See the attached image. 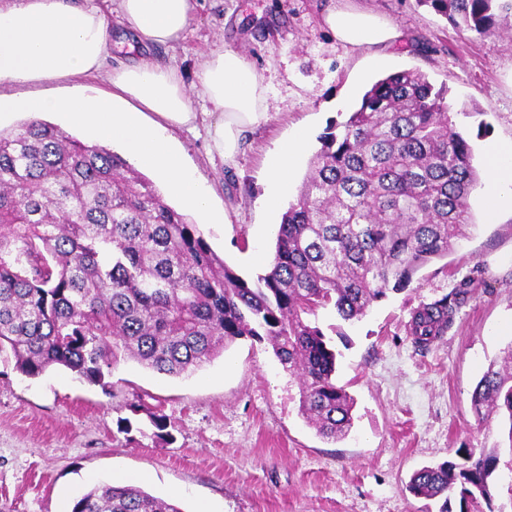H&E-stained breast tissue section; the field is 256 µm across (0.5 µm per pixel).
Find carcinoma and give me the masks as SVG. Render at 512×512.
Returning <instances> with one entry per match:
<instances>
[{"label":"carcinoma","instance_id":"obj_1","mask_svg":"<svg viewBox=\"0 0 512 512\" xmlns=\"http://www.w3.org/2000/svg\"><path fill=\"white\" fill-rule=\"evenodd\" d=\"M455 27L512 40V0H419ZM297 200L282 214L268 270L249 283L191 218L119 153L39 119L0 131V356L37 378L53 366L106 387L122 357L180 376L241 338L266 340L299 381V411L326 438L353 425L354 399L336 384V350L306 315L331 305L359 320L388 291L448 256L476 227L469 198L480 174L450 115L446 91L416 70L365 92L327 128ZM420 307L408 333L441 339L467 299ZM480 422L502 414L512 443V343L471 396ZM424 466L407 488L495 512V451ZM72 512H181L132 484L87 492Z\"/></svg>","mask_w":512,"mask_h":512}]
</instances>
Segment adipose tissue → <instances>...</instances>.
I'll use <instances>...</instances> for the list:
<instances>
[{
    "label": "adipose tissue",
    "mask_w": 512,
    "mask_h": 512,
    "mask_svg": "<svg viewBox=\"0 0 512 512\" xmlns=\"http://www.w3.org/2000/svg\"><path fill=\"white\" fill-rule=\"evenodd\" d=\"M123 25L141 45H178L196 9V0H115ZM325 22L336 39L346 45L380 46L394 43L399 34L386 20L365 10H338ZM106 15L95 0L80 5L68 0H0V117L14 112L59 114L72 126L96 140L118 146L137 166L148 169L184 208L217 223L206 184L188 168L174 147L171 129L205 128L211 152L230 160L240 139L265 117L268 87L263 75L231 50L212 53L197 81L185 85L170 64L141 63L110 69L112 42ZM109 73L112 95L90 96L87 78ZM50 80L70 83L64 98H32L19 94L22 86ZM212 104L215 119L204 120L192 98ZM134 99L139 111L118 107L121 99ZM153 115L143 121L142 112ZM309 145L306 132L284 142L269 170L263 202L276 207L287 190L290 175ZM486 199L488 219L502 207L512 206V142L488 149Z\"/></svg>",
    "instance_id": "1"
}]
</instances>
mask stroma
<instances>
[{"mask_svg": "<svg viewBox=\"0 0 512 512\" xmlns=\"http://www.w3.org/2000/svg\"><path fill=\"white\" fill-rule=\"evenodd\" d=\"M98 4L108 14L112 68L162 60L190 85L211 53L227 49L264 75L268 115L232 160L212 155L204 133H174L224 218L202 225L207 242L250 282L274 252L281 214L259 199L280 142L302 129L310 134L309 153L290 178L291 202L326 127L343 121L388 70L416 69L447 88L476 167L489 145L512 141V42L456 29L419 0H197L173 49L138 45L112 0ZM335 9L369 10L396 27L392 68L377 65L376 49L336 40L324 22ZM470 205L471 234L405 290L352 323L330 307L311 315L339 354L338 383L356 400L346 437L327 440L307 425L296 379L264 341L238 339L179 377L122 359L106 389L57 368L29 379L1 361L0 512H71L82 494L117 475L182 512L204 503L218 512H439V503L415 497L407 483L459 448L498 450L494 503L512 512V432L497 417L478 422L471 408L477 382L512 343V210L487 222L479 189ZM466 282L472 292L443 339L416 347L407 334L413 311ZM155 407L171 440L155 435L147 416Z\"/></svg>", "mask_w": 512, "mask_h": 512, "instance_id": "1", "label": "stroma"}]
</instances>
